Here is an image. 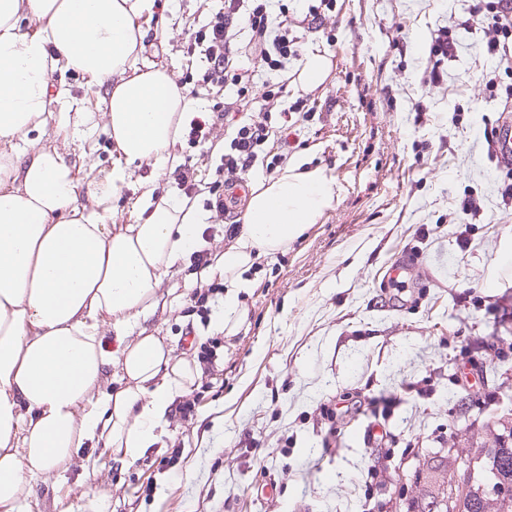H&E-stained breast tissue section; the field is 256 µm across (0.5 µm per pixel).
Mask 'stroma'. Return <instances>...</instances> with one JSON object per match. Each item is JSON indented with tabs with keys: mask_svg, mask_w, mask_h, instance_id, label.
<instances>
[{
	"mask_svg": "<svg viewBox=\"0 0 512 512\" xmlns=\"http://www.w3.org/2000/svg\"><path fill=\"white\" fill-rule=\"evenodd\" d=\"M472 0H331L312 25V0H279L271 26L288 18L299 57L278 102L265 94L278 72L259 68L249 84L253 112L286 127L278 151L304 158L333 177L340 194L294 242L256 258L240 292V319L230 330L209 323L193 293L194 258L168 276L164 288L188 289L180 306L152 326L174 339L177 354L195 359L187 333L217 344L212 370L190 385L194 417L171 414L159 441L123 469L103 456L96 476L73 460L57 486L34 483L26 499L41 512H87L91 496L104 512H385L421 504L428 453L455 448L474 454L494 447L492 425L512 418V170L489 151L504 117L505 86L489 91L492 66L478 44L491 16L470 14ZM213 0H155L142 57L147 66L184 79L189 34L206 20ZM452 27L457 49L433 60L427 45ZM327 61L323 82L303 88L300 58ZM438 71L439 82L429 80ZM304 98L310 111H297ZM132 180L112 199L116 223H133L145 190L177 201L173 168L152 172L131 164ZM470 200L471 213L459 210ZM416 252L407 288L395 300L391 268L403 250ZM495 335L506 358L486 349ZM470 353L458 373L452 337ZM433 372L435 394L403 395L405 384ZM368 395L401 396L386 441L365 445L357 431L371 413L350 412L329 423L322 406ZM484 399L473 407L474 399ZM337 436H330V426ZM379 476L372 490L360 480ZM273 485L262 495L259 482Z\"/></svg>",
	"mask_w": 512,
	"mask_h": 512,
	"instance_id": "35a3bbf8",
	"label": "stroma"
}]
</instances>
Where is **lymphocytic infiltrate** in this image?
<instances>
[{
  "label": "lymphocytic infiltrate",
  "instance_id": "obj_1",
  "mask_svg": "<svg viewBox=\"0 0 512 512\" xmlns=\"http://www.w3.org/2000/svg\"><path fill=\"white\" fill-rule=\"evenodd\" d=\"M270 0H221L216 11L192 32L189 50H202L205 65L199 74L201 84L209 86L216 100V111L231 116L236 124L222 148L210 145L211 129L202 119H193L188 133L192 144L204 146L206 154L212 155L216 167V181L208 188H199L194 169L190 163L178 165V184L188 199L201 193H209L210 208L224 213V195L220 188V174L248 175L263 165L268 152L266 145L270 128L266 117L251 116L240 120L239 115L247 104L245 91L251 81L253 65H261L278 71L282 76L288 72V59L292 54L287 33L269 35ZM488 9L495 29L493 37L480 46L481 52L493 62L495 70L486 76L488 88H496L498 71H512V0H490ZM247 15L253 35L243 55H235L231 44L235 38L236 22L240 15Z\"/></svg>",
  "mask_w": 512,
  "mask_h": 512
}]
</instances>
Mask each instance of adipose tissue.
<instances>
[{
  "label": "adipose tissue",
  "mask_w": 512,
  "mask_h": 512,
  "mask_svg": "<svg viewBox=\"0 0 512 512\" xmlns=\"http://www.w3.org/2000/svg\"><path fill=\"white\" fill-rule=\"evenodd\" d=\"M154 9L155 0H0V512H17L26 485L56 484L74 457L96 474L94 449H113L124 466L141 458L201 373L146 327L179 302L161 297L164 278L206 244L197 210L161 200L135 223L110 221L128 163L162 171L175 121L191 118L173 74L138 69L140 19ZM70 74L103 88L102 112L71 95ZM54 110L86 150L104 129L122 162L82 182L57 147L20 148ZM82 193L93 209L79 205ZM338 195L323 169L296 160L259 181L234 242L205 269L226 278L219 324L237 322L254 259L296 240Z\"/></svg>",
  "instance_id": "obj_1"
}]
</instances>
